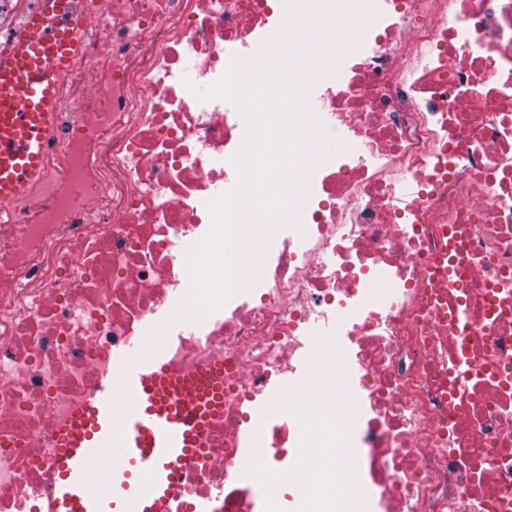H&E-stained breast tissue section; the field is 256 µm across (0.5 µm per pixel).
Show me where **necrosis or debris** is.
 <instances>
[{
    "label": "necrosis or debris",
    "mask_w": 512,
    "mask_h": 512,
    "mask_svg": "<svg viewBox=\"0 0 512 512\" xmlns=\"http://www.w3.org/2000/svg\"><path fill=\"white\" fill-rule=\"evenodd\" d=\"M88 2L45 180L0 204V512H46L60 428L203 240L215 300L163 369L219 371L224 399L170 512H270L296 483L295 512H512V0H379L311 79L308 125L349 150L281 176L250 146L297 127L241 89L336 0ZM288 185L299 225L242 291V201ZM317 24L313 19L305 21L303 26L291 27L283 35V50L288 51V43H296L311 39H319L322 34L316 31Z\"/></svg>",
    "instance_id": "1"
}]
</instances>
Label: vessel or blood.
Masks as SVG:
<instances>
[{
	"instance_id": "obj_1",
	"label": "vessel or blood",
	"mask_w": 512,
	"mask_h": 512,
	"mask_svg": "<svg viewBox=\"0 0 512 512\" xmlns=\"http://www.w3.org/2000/svg\"><path fill=\"white\" fill-rule=\"evenodd\" d=\"M83 50L77 0H43L24 16L0 59V202L27 199L43 181L58 124L61 78ZM120 380L132 408L115 418L101 382L60 432L50 512H166L210 416L188 379L132 361ZM112 466L92 479L91 457Z\"/></svg>"
}]
</instances>
